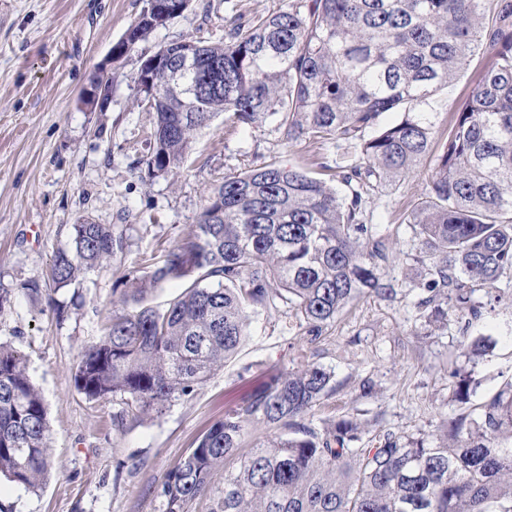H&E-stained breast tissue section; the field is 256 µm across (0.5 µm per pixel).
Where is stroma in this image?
Returning a JSON list of instances; mask_svg holds the SVG:
<instances>
[{"mask_svg": "<svg viewBox=\"0 0 512 512\" xmlns=\"http://www.w3.org/2000/svg\"><path fill=\"white\" fill-rule=\"evenodd\" d=\"M288 0H192L183 15L155 30L121 59L111 57L147 0H0V285L13 289L0 311V342L25 355L28 372L48 408L53 469L30 493L0 478V503L12 512H159L157 495L167 470L224 415L225 407L252 393L269 370L294 364L304 344L285 308L253 318L249 335L223 369L190 398L161 415L125 418L120 398L87 399L74 385L84 347L98 341L112 314V291L141 258L170 245L197 224L206 196L226 175L271 161L318 172L330 167L343 189V168L357 151L320 149L282 139L274 124L232 126L217 115L199 129L178 174L155 177L145 164L151 152L153 115L136 102L133 78L142 57L161 45L190 38L220 42L231 18L286 8ZM489 63L474 56L452 85L430 99L440 128H447L464 95ZM112 72V100L87 105L99 69ZM431 161L410 178L388 185L367 211L387 239L383 278L397 296H367L347 307L324 338L308 345L315 362L334 373L336 391L313 411L314 425L352 414L377 420L380 429L436 437L440 414H454L449 373L462 364L460 325L449 318L434 337L419 342L425 325L414 304L418 291L410 254L418 241L402 214L424 197ZM121 225L126 248L76 285L53 298L16 293L21 281L42 277L55 252L69 243L82 218ZM495 347L474 368L473 403L512 379V277L501 278L492 310L473 326ZM373 391L361 396L362 380Z\"/></svg>", "mask_w": 512, "mask_h": 512, "instance_id": "1", "label": "stroma"}]
</instances>
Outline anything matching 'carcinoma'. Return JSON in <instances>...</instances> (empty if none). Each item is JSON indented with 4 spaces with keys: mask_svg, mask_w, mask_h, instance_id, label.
Listing matches in <instances>:
<instances>
[{
    "mask_svg": "<svg viewBox=\"0 0 512 512\" xmlns=\"http://www.w3.org/2000/svg\"><path fill=\"white\" fill-rule=\"evenodd\" d=\"M191 0L135 21L134 36L112 48L119 59L164 27ZM228 43L195 41V68L183 44L142 60L150 80L137 88L154 114L146 159L154 176L182 168L194 133L224 112L234 123L272 122L291 142L353 146L340 194L306 170L266 163L206 199L195 229L141 274L123 275L112 319L86 348L74 374L90 399L118 396L137 419L194 395L242 347L251 320L281 303L311 344L366 295L393 300L382 279L385 239L366 223L369 199L433 156L428 190L404 213L420 248L410 260L432 327L464 321L460 349L472 368L452 371L459 413L440 416L438 435L374 432L343 415L322 428L310 417L334 392L333 373L310 360L271 373L241 404L224 411L161 482V512H512V380L472 403L473 366L491 343L471 334L495 284L512 275V0H288V7L243 23ZM490 65L459 103L437 154L438 134L423 105L447 88L476 54ZM398 119L379 126L380 116ZM114 224L70 227L47 279L18 290L38 297L66 288L123 252ZM173 280L184 291L158 311L142 304ZM278 433L245 448L246 426ZM43 398L25 357L0 343V477L37 492L50 469ZM224 468V489L210 475Z\"/></svg>",
    "mask_w": 512,
    "mask_h": 512,
    "instance_id": "obj_1",
    "label": "carcinoma"
}]
</instances>
